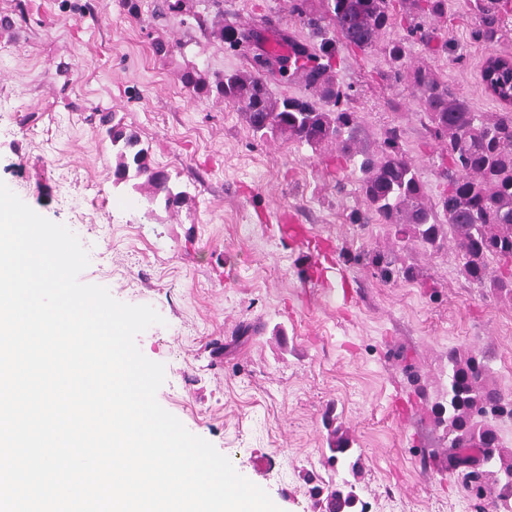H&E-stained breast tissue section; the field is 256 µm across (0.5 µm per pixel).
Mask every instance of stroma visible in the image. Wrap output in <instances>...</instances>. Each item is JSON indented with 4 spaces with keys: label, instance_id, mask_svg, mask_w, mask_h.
Instances as JSON below:
<instances>
[{
    "label": "stroma",
    "instance_id": "35a3bbf8",
    "mask_svg": "<svg viewBox=\"0 0 512 512\" xmlns=\"http://www.w3.org/2000/svg\"><path fill=\"white\" fill-rule=\"evenodd\" d=\"M126 3L0 0V181L77 235L90 259L82 282L163 317L136 338L165 367L159 404L281 512H326L312 486L348 479L365 512H476L430 406L447 386L452 348L484 355L512 399V302L469 283L453 244L432 252L377 220L352 223L367 205L335 144L255 135L236 105L182 83L190 67L211 79L257 72L269 45L317 44L291 0H184L178 13L136 0L133 16ZM474 3L448 0L417 33L399 22L376 47L344 46L326 63L354 99L362 145L376 149L399 126L433 200L443 144L386 48L403 42L406 70L430 68L474 111H506L482 68L488 56L512 58V22L497 42L478 41ZM200 11L223 14L243 40L201 30ZM160 40L168 53L156 52ZM105 112L138 132L186 205L150 214L142 192L113 186ZM278 209L332 242L328 287L310 283L300 243L265 221ZM378 254L412 276L382 280ZM333 426L360 455L358 474L329 463Z\"/></svg>",
    "mask_w": 512,
    "mask_h": 512
}]
</instances>
